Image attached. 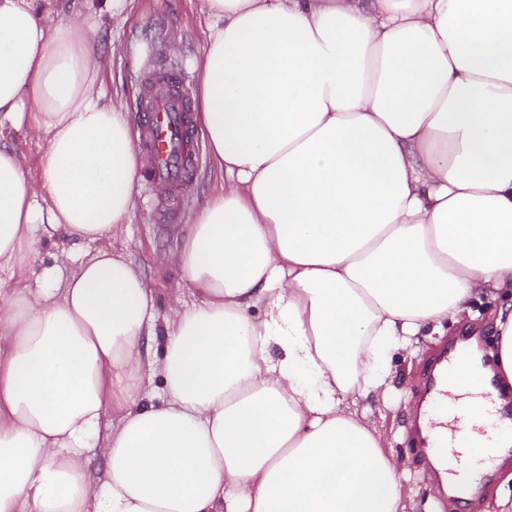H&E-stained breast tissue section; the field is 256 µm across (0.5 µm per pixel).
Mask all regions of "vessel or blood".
I'll return each instance as SVG.
<instances>
[{"label":"vessel or blood","mask_w":512,"mask_h":512,"mask_svg":"<svg viewBox=\"0 0 512 512\" xmlns=\"http://www.w3.org/2000/svg\"><path fill=\"white\" fill-rule=\"evenodd\" d=\"M184 80L181 74L169 77L167 92L145 93L141 104L140 150L147 181L166 189L161 206L167 212L176 208V193L195 168V158L186 144L189 93L183 88ZM455 359V354L445 350L434 359L416 425L422 450L437 466L442 463L439 451L447 447L449 433L459 429V420L451 411L457 397L448 388V366Z\"/></svg>","instance_id":"b4317fda"}]
</instances>
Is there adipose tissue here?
Instances as JSON below:
<instances>
[{
    "instance_id": "ef3b65f1",
    "label": "adipose tissue",
    "mask_w": 512,
    "mask_h": 512,
    "mask_svg": "<svg viewBox=\"0 0 512 512\" xmlns=\"http://www.w3.org/2000/svg\"><path fill=\"white\" fill-rule=\"evenodd\" d=\"M203 2L224 182L162 318L114 247L138 155L85 20L0 0V512H411L358 405L387 399L391 349L485 297L496 367L470 345L449 372L448 451L484 471L512 448L482 395L512 387V0ZM11 143L21 153L28 165H33L42 153L43 146L31 139L25 130L15 131L11 135Z\"/></svg>"
}]
</instances>
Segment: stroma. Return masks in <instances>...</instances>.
I'll return each instance as SVG.
<instances>
[{
    "label": "stroma",
    "instance_id": "35a3bbf8",
    "mask_svg": "<svg viewBox=\"0 0 512 512\" xmlns=\"http://www.w3.org/2000/svg\"><path fill=\"white\" fill-rule=\"evenodd\" d=\"M202 0H133L121 16L95 17L91 37L102 55V72L107 96H121L132 124H139L138 105L143 94V75L151 69L162 74L181 68L188 76L193 98L202 88L195 69L205 39ZM191 140L198 161L191 182L182 190V203L167 218L158 213L159 197L145 184H138V206L124 236L116 247L139 268L154 290L160 315H167L169 298L183 281L167 257L178 249L182 237L206 196L224 180L213 166L199 131ZM438 335L421 337L418 351L399 350L391 358L390 406L367 400L363 421L383 428L389 449L397 457L402 482L411 497L414 512H444L442 477H431V468L415 448L410 426L419 402L431 351L443 344Z\"/></svg>",
    "mask_w": 512,
    "mask_h": 512
}]
</instances>
